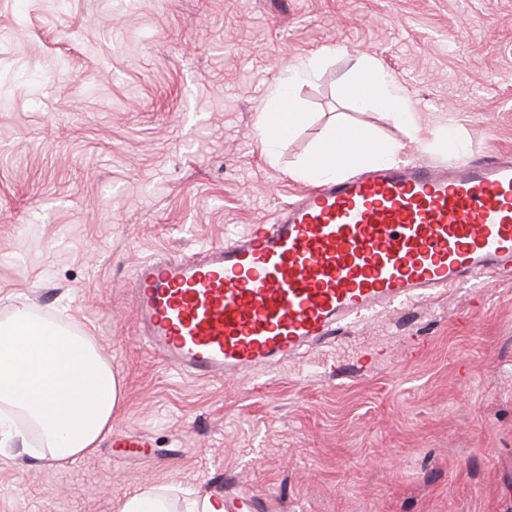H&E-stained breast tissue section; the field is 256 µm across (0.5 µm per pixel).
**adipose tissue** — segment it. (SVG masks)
I'll return each instance as SVG.
<instances>
[{"mask_svg":"<svg viewBox=\"0 0 512 512\" xmlns=\"http://www.w3.org/2000/svg\"><path fill=\"white\" fill-rule=\"evenodd\" d=\"M322 60L319 52L298 59L286 78L272 87L269 107L259 120L267 155H274L301 123L294 88L315 74ZM345 91L360 106L385 111L409 135L418 133L417 113L377 58H357ZM398 151L397 144L376 140L367 127L340 125L290 176L310 182L331 180L353 168L393 161ZM121 400V381L90 337L42 320L24 307L0 323L1 448L20 433L12 418L17 412L37 430V456L70 462L91 456L111 433Z\"/></svg>","mask_w":512,"mask_h":512,"instance_id":"adipose-tissue-1","label":"adipose tissue"}]
</instances>
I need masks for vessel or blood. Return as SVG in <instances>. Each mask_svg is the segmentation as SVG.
<instances>
[{
	"mask_svg": "<svg viewBox=\"0 0 512 512\" xmlns=\"http://www.w3.org/2000/svg\"><path fill=\"white\" fill-rule=\"evenodd\" d=\"M512 276V160L398 163L297 194L270 224L138 265L145 345L198 380L288 360L383 309Z\"/></svg>",
	"mask_w": 512,
	"mask_h": 512,
	"instance_id": "b4317fda",
	"label": "vessel or blood"
}]
</instances>
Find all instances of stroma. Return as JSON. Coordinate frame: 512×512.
Returning <instances> with one entry per match:
<instances>
[{"label":"stroma","instance_id":"1","mask_svg":"<svg viewBox=\"0 0 512 512\" xmlns=\"http://www.w3.org/2000/svg\"><path fill=\"white\" fill-rule=\"evenodd\" d=\"M276 159L257 122L297 58ZM376 57L417 139L345 92ZM0 322L15 308L92 337L122 382L90 457L0 450V512H118L157 487L240 512H512V280L457 288L272 370L198 381L142 344L131 276L256 224L305 190L289 167L334 123L412 160L512 158V0H0ZM455 137H438L446 118ZM329 49L298 59L287 69L288 76L272 87L269 107L261 113L259 131L266 154L273 158L278 145L290 137L302 121L303 113L297 107L294 88L315 74Z\"/></svg>","mask_w":512,"mask_h":512}]
</instances>
